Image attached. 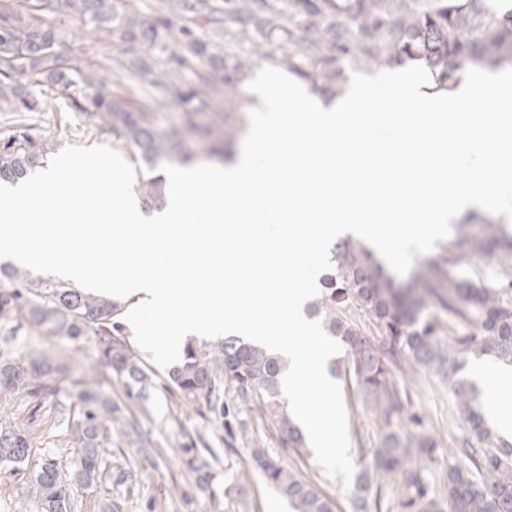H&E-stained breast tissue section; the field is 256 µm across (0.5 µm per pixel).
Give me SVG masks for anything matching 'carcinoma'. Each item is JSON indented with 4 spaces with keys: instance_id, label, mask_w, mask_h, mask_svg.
Masks as SVG:
<instances>
[{
    "instance_id": "1",
    "label": "carcinoma",
    "mask_w": 512,
    "mask_h": 512,
    "mask_svg": "<svg viewBox=\"0 0 512 512\" xmlns=\"http://www.w3.org/2000/svg\"><path fill=\"white\" fill-rule=\"evenodd\" d=\"M0 0V59L24 56L23 67L0 64V112H34L42 101L27 87L50 85L67 94L88 125L103 127L112 145L127 151L134 163L135 190L147 211L167 202L162 160L187 165L222 160L244 133L240 85L249 61H228L210 44L171 35L169 23L150 21L119 0ZM172 13L184 12L213 26L218 35L247 37L282 31L287 35L274 63L314 88L336 94L343 82L338 62L360 67L426 64L433 90H450L472 64L512 66V16L501 18L489 0H236L224 14L218 0H164ZM66 15L84 26L105 31L112 43L136 52L114 61L117 81L136 73L151 78L165 99L181 108L175 128L165 130L144 104L133 107L90 72L49 58L59 34L47 22ZM164 53L180 66L195 65L197 82L183 83L176 71L156 73L143 53ZM52 144L18 124L0 138V184L14 185L42 167ZM459 243L512 274V235L502 220L473 212L459 224ZM458 243L414 270L413 285L400 288L373 252L360 240L339 239L330 251L332 270L322 275L320 294L308 315L342 345L341 362L330 374L345 377L376 415L380 442L362 449L368 464L354 483L357 508L369 512L380 504L382 488L395 486L399 512H512V441L494 433L476 404L477 388L460 376L469 355L512 363V295L495 282L462 279L453 272L460 262ZM14 290L0 292V320L25 318L50 335L95 337L94 368L124 380L129 397L144 398L151 377L125 333L124 306L69 284L32 278L18 269L8 273ZM287 361L276 353L226 336L216 342L190 339L180 361L167 372L172 392L196 408L224 420V396L236 398L270 421L286 445L299 455L309 451L281 391ZM420 368L444 373L465 415L471 436L453 451L442 478L433 474L438 442L402 420L404 398L396 373ZM59 367L43 352L32 351L24 363L0 362V392L48 398L58 393ZM80 410L69 414L78 442L74 466L65 470L51 453L39 456L29 483L38 512H75L72 487L99 480L101 437L112 416V403L96 390L80 392ZM34 439L24 422H0V463L29 462ZM269 485L296 512H334L317 486L300 479L264 449L251 453Z\"/></svg>"
}]
</instances>
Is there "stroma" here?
Listing matches in <instances>:
<instances>
[{
    "label": "stroma",
    "mask_w": 512,
    "mask_h": 512,
    "mask_svg": "<svg viewBox=\"0 0 512 512\" xmlns=\"http://www.w3.org/2000/svg\"><path fill=\"white\" fill-rule=\"evenodd\" d=\"M51 23L60 35V51L68 66L91 71L99 79L112 82V59L121 55V47L113 45L103 32L79 25L73 18L55 17ZM191 30L195 38L210 42L213 51L227 58H251L257 69L270 65L284 44L277 34L218 38L205 25H192ZM118 92L136 105L155 103L161 127H170L177 117L176 105L164 102L161 89L149 81L133 79L119 86ZM33 93L49 99L50 107L27 113V122L55 149L111 144V136L88 126L66 95L48 86L34 88ZM33 350L52 356L69 368L60 379L57 397L47 400L0 393V419L27 423L36 440L33 456L50 451L63 465H70L73 438L66 431L50 429L49 421L61 405L78 403L80 389L75 386V379L93 378L94 389L112 399V419L101 448L104 472L99 483L74 487L79 512H103V505L110 498L121 500L122 512H294L288 500L253 468L251 451L255 448L268 449L287 469L316 483L335 501L336 512H355L351 490L345 489L341 481L330 479L313 455L299 456L285 448L280 435L270 432L258 414L234 395L225 397L228 412L223 421L205 419L201 411L184 405L179 395L167 390L163 370L153 366L149 369L153 383L142 404L127 397L119 378L93 369L92 342L51 336L26 322H0L1 361L19 359ZM399 382L409 393L405 416L418 417L422 430L433 434L440 444L432 468L442 471L448 463L449 450L457 447L467 433L468 423L442 376L424 370L415 376H400ZM342 390L349 415L350 455L360 470L366 464L363 449L375 447L379 434L355 386L346 382ZM188 448L195 449L199 460L208 462L213 476L209 487H202L197 473L184 465V451ZM126 469L134 473V480L119 481V474ZM29 473L26 467L0 464V512H37L28 492Z\"/></svg>",
    "instance_id": "obj_1"
}]
</instances>
